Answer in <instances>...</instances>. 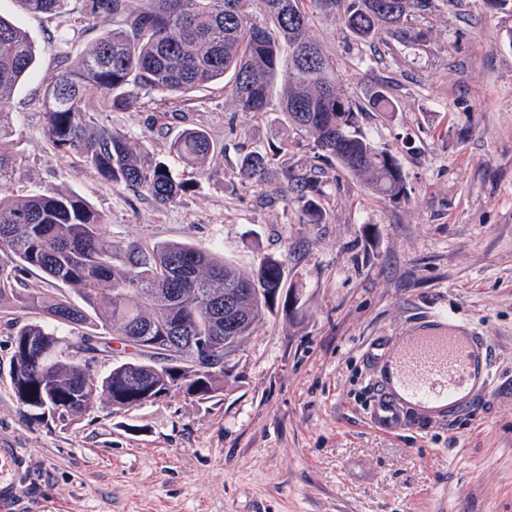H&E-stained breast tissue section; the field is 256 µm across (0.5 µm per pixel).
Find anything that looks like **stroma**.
<instances>
[{
    "instance_id": "1",
    "label": "stroma",
    "mask_w": 512,
    "mask_h": 512,
    "mask_svg": "<svg viewBox=\"0 0 512 512\" xmlns=\"http://www.w3.org/2000/svg\"><path fill=\"white\" fill-rule=\"evenodd\" d=\"M0 16L38 49L9 104L16 165L0 193H74L103 215L112 240L188 243L244 271L283 256L284 280L298 289L296 303L241 343L216 397L175 391L128 411L97 401L67 425L32 419L16 399L9 336L34 315L1 310L0 457L15 461L21 496L0 512H512V0H434L411 18L419 41H360L334 12H312L309 34L361 127L403 168L401 202L321 163L282 113L239 110L220 83L100 113L167 157L189 190L165 208L112 186L54 153L40 111L44 80L60 67L55 39L68 36L76 54L100 26L76 13L27 14L16 0H0ZM381 83L393 114L368 104ZM192 127L220 146L202 174L168 153ZM254 146L278 150L258 185L237 177L243 148ZM313 169L320 224L304 223L285 179ZM442 314L484 336L490 393L457 418L374 430L369 345Z\"/></svg>"
}]
</instances>
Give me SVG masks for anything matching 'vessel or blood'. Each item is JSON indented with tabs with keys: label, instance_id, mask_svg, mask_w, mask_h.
Here are the masks:
<instances>
[{
	"label": "vessel or blood",
	"instance_id": "1",
	"mask_svg": "<svg viewBox=\"0 0 512 512\" xmlns=\"http://www.w3.org/2000/svg\"><path fill=\"white\" fill-rule=\"evenodd\" d=\"M368 358L396 371L378 385L369 412L370 423L381 432L405 430L413 414H468L489 384L490 355L483 338L452 317H440L432 330L382 337L372 343Z\"/></svg>",
	"mask_w": 512,
	"mask_h": 512
}]
</instances>
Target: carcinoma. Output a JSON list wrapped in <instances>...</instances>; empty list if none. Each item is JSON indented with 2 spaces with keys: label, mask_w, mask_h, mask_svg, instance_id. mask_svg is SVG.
<instances>
[{
  "label": "carcinoma",
  "mask_w": 512,
  "mask_h": 512,
  "mask_svg": "<svg viewBox=\"0 0 512 512\" xmlns=\"http://www.w3.org/2000/svg\"><path fill=\"white\" fill-rule=\"evenodd\" d=\"M84 21L106 17L104 31L75 57L58 39L60 70L48 77L40 102L55 153L73 157L117 187L166 207L189 186L167 162L142 152L126 134L97 120L100 112H132L145 97L182 98L217 81L243 112L276 111L313 139L317 157L339 167L372 195L408 197L398 159L359 125L320 44L308 34L310 13L330 10L360 40L401 31L432 0H18L31 13L64 14L71 2ZM36 58L27 32L0 17V180L14 164L9 103ZM101 92L97 102L87 89ZM372 108L391 114L387 86L373 87ZM218 150L207 131L184 130L169 153L202 173ZM271 158L255 148L240 158L242 182L265 179ZM306 224H320L314 195L302 194ZM283 257L265 256L244 273L195 246L167 242L143 248L106 233L104 218L73 194L0 197V307L45 318L18 324L10 335L12 390L35 419L80 418L99 400L131 410L173 391L209 399L224 387V366H201L208 350L222 357L252 336L280 306ZM44 273L50 288L19 287L21 275ZM70 327L75 336L58 334ZM158 338L162 358L142 350ZM147 355L119 360L94 379L97 354Z\"/></svg>",
  "instance_id": "carcinoma-1"
}]
</instances>
